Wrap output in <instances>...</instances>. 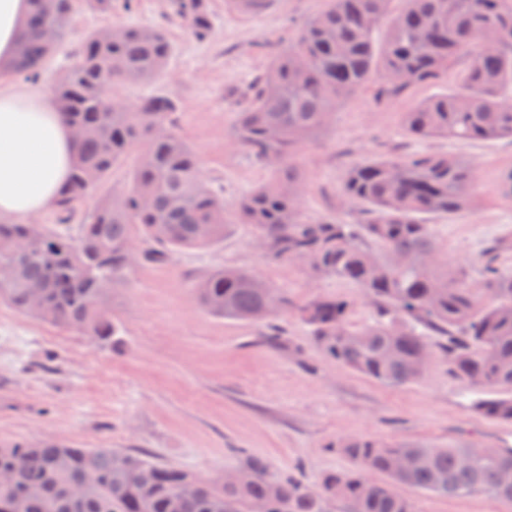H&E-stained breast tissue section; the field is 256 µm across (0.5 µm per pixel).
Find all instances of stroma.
Returning <instances> with one entry per match:
<instances>
[{
  "label": "stroma",
  "instance_id": "obj_1",
  "mask_svg": "<svg viewBox=\"0 0 512 512\" xmlns=\"http://www.w3.org/2000/svg\"><path fill=\"white\" fill-rule=\"evenodd\" d=\"M171 3L112 0L104 13L75 0L68 30L34 84L49 90L93 31L164 28L174 47L166 70L113 93L131 103L161 93L174 97L177 133L197 152L204 174L231 209L270 177L232 142L248 92L327 2L271 0L242 12L232 0H207L212 31L203 42L173 17ZM466 66L465 58H455L446 80L382 103L378 81L370 79L337 105L333 123L298 150L295 162L306 183L304 213L347 224L364 219L362 205L341 198L345 172L355 163L416 153L477 162L474 209L428 222L449 267L466 268L472 287L480 288L488 249H495L501 271L512 272V196L500 189L503 172L512 171V140H418L402 126L404 112L453 90ZM135 162V155L126 156L97 193L68 212L49 208L34 223L76 232L101 195L127 183ZM228 222L223 241L210 248L181 251L164 263L139 262L126 272L111 301L123 328L121 348L95 344L77 330H57L0 303V446L120 448L206 479L257 458L272 476H295L314 487L327 472L351 469V460L334 447L339 438L512 448V422L473 412V392L441 354L431 357L421 379L390 386L324 354L295 317L282 320L274 344L263 345L258 338L264 323L204 310L195 284L227 266L260 276L297 301L347 298L358 324L373 313L359 288L311 278L298 263L268 260L255 245L253 225L233 215ZM401 492L416 512H512L485 493L448 497L406 486Z\"/></svg>",
  "mask_w": 512,
  "mask_h": 512
}]
</instances>
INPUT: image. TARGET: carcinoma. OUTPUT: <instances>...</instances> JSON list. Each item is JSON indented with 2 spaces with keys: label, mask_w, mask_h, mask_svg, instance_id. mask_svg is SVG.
Returning <instances> with one entry per match:
<instances>
[{
  "label": "carcinoma",
  "mask_w": 512,
  "mask_h": 512,
  "mask_svg": "<svg viewBox=\"0 0 512 512\" xmlns=\"http://www.w3.org/2000/svg\"><path fill=\"white\" fill-rule=\"evenodd\" d=\"M328 0L327 8L285 45L253 86L233 131L234 143L269 168V181L242 199L240 223L258 231V249L273 259L302 264L313 278L360 288L374 314L350 321L352 305L332 296L296 304L255 274L224 267L195 288L209 313L239 321L292 315L309 327L329 357L381 383L400 386L423 376L419 358L442 351L454 375L476 390L473 410L512 422V274L493 259L484 264L486 288L471 287L462 272L438 255L432 225L421 217L469 209L477 166L448 155L413 154L365 161L345 174L342 198L362 203L369 219L344 224L303 213L304 178L297 150L333 121L336 106L374 73L378 100L448 74V60L468 65L458 87L417 103L403 115L416 139H512V0ZM176 19L199 40L209 37L207 0H177ZM74 0H28V13L11 70L39 75L63 38ZM172 45L160 27H120L88 35L73 61L57 74L51 95L66 123L81 127L80 154L57 208L69 211L104 182L118 160L138 153L128 185L102 197L78 238L36 224L0 220V264L13 279L0 283V301L37 320L77 329L102 345L123 346L122 326L108 299L125 270L224 239V198L202 172L196 153L174 130L177 101L158 95L130 104L112 94L119 85L162 73ZM38 285L42 301L31 303ZM489 297L482 306L478 292ZM269 300L280 307L270 310ZM336 448L354 467L328 472L319 487L276 478L260 459L240 468L234 485H216L144 453L112 448L0 447V512H249L254 501L268 512H329L340 501L347 512H415L399 488L446 496L487 493L512 507V485L499 482L512 470V448L477 444L441 447L346 438ZM400 457L408 468H397ZM382 474L388 482L369 478ZM186 482L198 486L184 496ZM86 488L81 497L72 495Z\"/></svg>",
  "instance_id": "1"
}]
</instances>
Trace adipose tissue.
<instances>
[{
    "mask_svg": "<svg viewBox=\"0 0 512 512\" xmlns=\"http://www.w3.org/2000/svg\"><path fill=\"white\" fill-rule=\"evenodd\" d=\"M27 0H0V216L32 217L55 203L79 144L54 100L3 80L11 68Z\"/></svg>",
    "mask_w": 512,
    "mask_h": 512,
    "instance_id": "ef3b65f1",
    "label": "adipose tissue"
}]
</instances>
